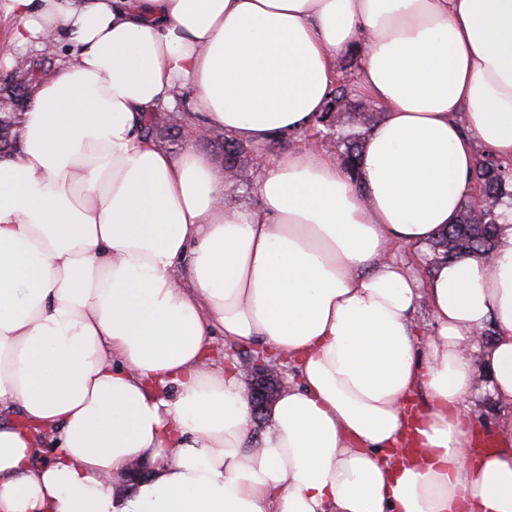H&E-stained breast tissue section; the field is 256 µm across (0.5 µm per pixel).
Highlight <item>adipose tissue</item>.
Segmentation results:
<instances>
[{"label": "adipose tissue", "instance_id": "1", "mask_svg": "<svg viewBox=\"0 0 512 512\" xmlns=\"http://www.w3.org/2000/svg\"><path fill=\"white\" fill-rule=\"evenodd\" d=\"M0 15L13 47L69 51L0 158V410L24 419L0 422V512H512V207L491 257L424 279L398 254L456 222L476 144L512 164V0H0ZM353 53L384 111L357 175L307 143L267 162L249 210L203 155L144 133L160 106L251 147L303 133ZM217 330L297 367L263 430L238 369L213 361ZM479 371L499 444L475 453Z\"/></svg>", "mask_w": 512, "mask_h": 512}]
</instances>
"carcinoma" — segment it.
Wrapping results in <instances>:
<instances>
[{
    "label": "carcinoma",
    "instance_id": "cac0c4a2",
    "mask_svg": "<svg viewBox=\"0 0 512 512\" xmlns=\"http://www.w3.org/2000/svg\"><path fill=\"white\" fill-rule=\"evenodd\" d=\"M35 73L39 74L41 70L28 68V79L23 89L6 87L4 93L0 95V149H13L18 143L21 115L24 112L29 87L35 82ZM351 95L352 88L349 84L336 82L326 112L322 113L315 123L324 122L329 117V112L333 110L338 115L346 113ZM194 119L195 115L191 112H181L174 117L164 112H154L151 114L147 132H152L158 124L164 128L173 125L181 130L194 124ZM375 123L374 113L370 112L363 115L362 131L347 120L337 122L336 128L330 130L329 135L334 139L336 147L340 148V157L346 167H355L366 131L374 127ZM475 182L480 191L493 202V207L475 215L469 205L462 206L457 222L432 242L439 263L475 252L484 255L493 250L496 224L501 218L498 208L506 203V199H512V192L507 190V187L512 186V168L501 164L489 154L484 155L477 160Z\"/></svg>",
    "mask_w": 512,
    "mask_h": 512
}]
</instances>
